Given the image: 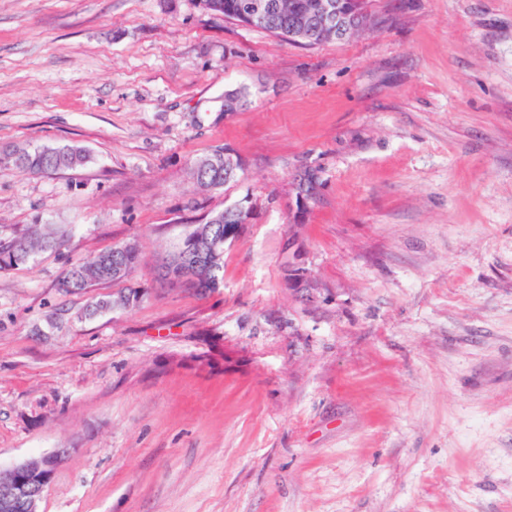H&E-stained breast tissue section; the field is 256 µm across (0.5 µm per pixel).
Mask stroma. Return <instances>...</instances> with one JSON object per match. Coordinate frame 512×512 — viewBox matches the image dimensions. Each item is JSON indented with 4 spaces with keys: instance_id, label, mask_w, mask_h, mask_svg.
I'll list each match as a JSON object with an SVG mask.
<instances>
[{
    "instance_id": "35a3bbf8",
    "label": "stroma",
    "mask_w": 512,
    "mask_h": 512,
    "mask_svg": "<svg viewBox=\"0 0 512 512\" xmlns=\"http://www.w3.org/2000/svg\"><path fill=\"white\" fill-rule=\"evenodd\" d=\"M307 47L199 0H0V470L66 449L41 512H512V0H371ZM242 93L236 111L224 93ZM218 145L239 181L195 188ZM310 177L308 194L298 182ZM249 198L224 281H155ZM135 244L134 306L63 292ZM90 160L88 152L77 146H64L52 150L14 147L0 152V165L12 166L25 173H46L82 166ZM60 245L57 232L33 229L14 232L11 236H0V269L18 266L28 262L37 252L52 249Z\"/></svg>"
}]
</instances>
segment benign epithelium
Wrapping results in <instances>:
<instances>
[{"label": "benign epithelium", "instance_id": "benign-epithelium-1", "mask_svg": "<svg viewBox=\"0 0 512 512\" xmlns=\"http://www.w3.org/2000/svg\"><path fill=\"white\" fill-rule=\"evenodd\" d=\"M275 6L273 0H237L235 11L238 17L255 25L265 22ZM372 24L374 18L369 9V0H313L311 3L301 0L295 8V21L289 38L299 43L316 32L321 36L334 35L344 39ZM242 169L243 162L234 158V153L224 151L226 183L236 181ZM156 270L177 288H193L199 282L196 269L186 262L174 269L163 259ZM65 453L66 449L63 448L44 454L37 460L13 466L8 471L9 480L0 484V512H15L20 502L25 504L27 512H39L45 489Z\"/></svg>", "mask_w": 512, "mask_h": 512}]
</instances>
